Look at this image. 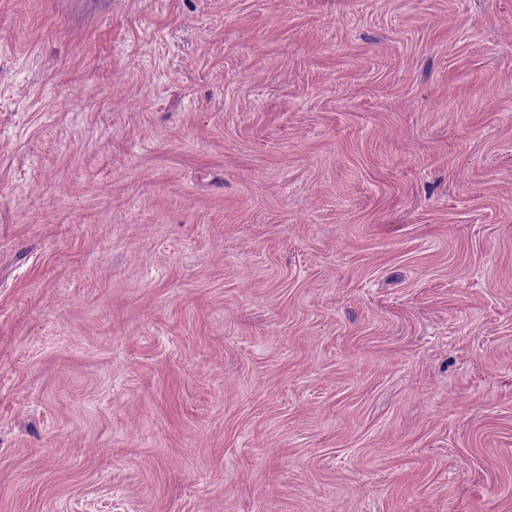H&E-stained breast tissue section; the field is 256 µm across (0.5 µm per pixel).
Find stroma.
Wrapping results in <instances>:
<instances>
[{
    "label": "stroma",
    "instance_id": "35a3bbf8",
    "mask_svg": "<svg viewBox=\"0 0 512 512\" xmlns=\"http://www.w3.org/2000/svg\"><path fill=\"white\" fill-rule=\"evenodd\" d=\"M0 512H512V0H0Z\"/></svg>",
    "mask_w": 512,
    "mask_h": 512
}]
</instances>
